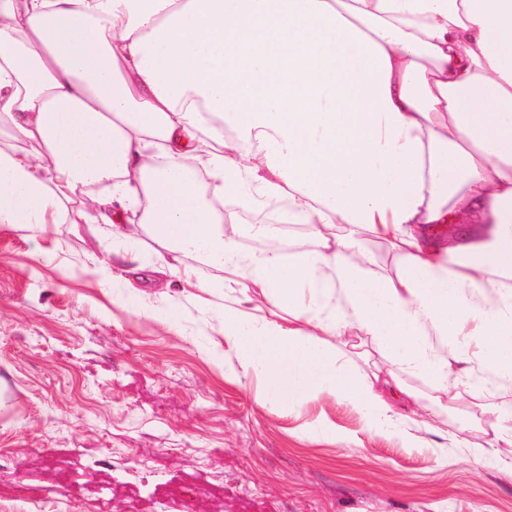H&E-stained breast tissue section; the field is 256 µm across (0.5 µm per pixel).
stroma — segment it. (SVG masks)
Here are the masks:
<instances>
[{
  "label": "stroma",
  "mask_w": 512,
  "mask_h": 512,
  "mask_svg": "<svg viewBox=\"0 0 512 512\" xmlns=\"http://www.w3.org/2000/svg\"><path fill=\"white\" fill-rule=\"evenodd\" d=\"M95 224L0 230V512H160L182 487L205 512H512V480L454 447H403L331 397L260 401L234 379L219 298L169 329L105 288Z\"/></svg>",
  "instance_id": "35a3bbf8"
}]
</instances>
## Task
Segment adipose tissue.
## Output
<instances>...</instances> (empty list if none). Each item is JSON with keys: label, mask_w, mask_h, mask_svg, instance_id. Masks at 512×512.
<instances>
[{"label": "adipose tissue", "mask_w": 512, "mask_h": 512, "mask_svg": "<svg viewBox=\"0 0 512 512\" xmlns=\"http://www.w3.org/2000/svg\"><path fill=\"white\" fill-rule=\"evenodd\" d=\"M227 195L317 248L250 258ZM131 215L236 275L224 344L263 403L329 395L412 445L466 392L512 447V0H0V229L107 225L119 289Z\"/></svg>", "instance_id": "ef3b65f1"}]
</instances>
